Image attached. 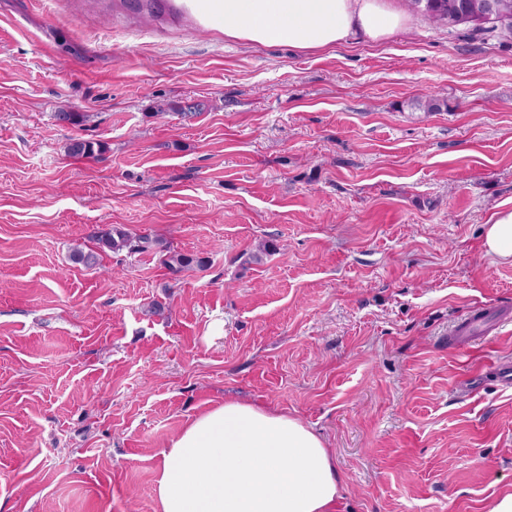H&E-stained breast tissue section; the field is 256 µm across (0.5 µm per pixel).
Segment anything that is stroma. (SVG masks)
Here are the masks:
<instances>
[{"mask_svg": "<svg viewBox=\"0 0 512 512\" xmlns=\"http://www.w3.org/2000/svg\"><path fill=\"white\" fill-rule=\"evenodd\" d=\"M183 3L0 0V512H159L163 450L227 398L322 438L336 512H488L512 323L449 332L512 304L482 248L512 35L391 0L408 23L377 43L252 46ZM105 225L155 245L73 263ZM509 315V311H494L491 308H477L474 314L465 322L457 325L450 336H456L457 342L452 345L459 349H467L470 341L476 334L487 336L499 327L500 323ZM495 321V322H494Z\"/></svg>", "mask_w": 512, "mask_h": 512, "instance_id": "obj_1", "label": "stroma"}]
</instances>
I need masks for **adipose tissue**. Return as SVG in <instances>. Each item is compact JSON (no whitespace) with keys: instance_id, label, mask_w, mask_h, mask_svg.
I'll return each instance as SVG.
<instances>
[{"instance_id":"1","label":"adipose tissue","mask_w":512,"mask_h":512,"mask_svg":"<svg viewBox=\"0 0 512 512\" xmlns=\"http://www.w3.org/2000/svg\"><path fill=\"white\" fill-rule=\"evenodd\" d=\"M207 23L248 44L330 49L379 42L407 18L385 0H194ZM484 251L512 263V202L485 224ZM338 474L323 441L295 417L227 401L194 417L162 453L161 512H335Z\"/></svg>"}]
</instances>
